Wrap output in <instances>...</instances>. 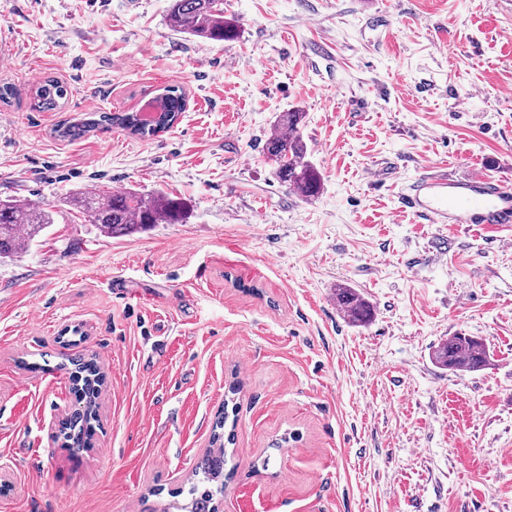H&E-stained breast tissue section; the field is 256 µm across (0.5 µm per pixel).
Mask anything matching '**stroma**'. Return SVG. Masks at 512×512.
Here are the masks:
<instances>
[{
    "mask_svg": "<svg viewBox=\"0 0 512 512\" xmlns=\"http://www.w3.org/2000/svg\"><path fill=\"white\" fill-rule=\"evenodd\" d=\"M168 6L0 0V199L55 219L0 260V512H163L232 384L219 512H512V247L401 203L424 173L512 182V0H224V42L173 31ZM46 78L68 97L42 112ZM166 86L188 105L160 136L54 134ZM288 111L311 198L263 152ZM94 187L187 221L104 235L71 205ZM460 332L486 367L435 362ZM74 348L106 376L77 453ZM338 302L353 322L364 323L371 316L369 303L353 288H339L336 293Z\"/></svg>",
    "mask_w": 512,
    "mask_h": 512,
    "instance_id": "stroma-1",
    "label": "stroma"
}]
</instances>
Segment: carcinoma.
<instances>
[{"label":"carcinoma","mask_w":512,"mask_h":512,"mask_svg":"<svg viewBox=\"0 0 512 512\" xmlns=\"http://www.w3.org/2000/svg\"><path fill=\"white\" fill-rule=\"evenodd\" d=\"M169 26L180 33L216 42L232 41L237 29L224 19V6L215 0H171L168 10ZM163 101L152 125H141L134 112H93L80 122L60 124L54 133L67 140H78L91 132L121 128L141 138L157 137L172 129L186 109V95L174 86L162 88ZM67 90L54 79H45L34 91L35 106L43 111L60 108ZM304 115L286 112L278 122L283 134L270 136L265 143L267 157L276 165L275 174L280 182L303 197L317 195L321 190V177L308 159V148L300 133ZM80 212L91 218L105 234L118 237L153 224H181L185 212L181 203L162 194L114 192L101 194L92 189L72 200ZM54 223L53 214L43 208L19 200L0 201V258L23 252L41 233ZM338 302L352 321L366 322L371 316L369 303L352 288H340ZM490 357L483 340L464 333L448 337L437 347L436 361L454 372H474L486 366ZM73 366L69 381L80 407L64 423V438L72 440L75 449L82 450L85 437L97 422V398L103 375L95 359L79 355L68 359ZM233 437H224V416L217 417L213 426L210 449L195 465L196 481L187 490L189 502H175L176 512H219L215 496L224 494V443Z\"/></svg>","instance_id":"carcinoma-1"}]
</instances>
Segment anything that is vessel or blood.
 <instances>
[{"label":"vessel or blood","instance_id":"b4317fda","mask_svg":"<svg viewBox=\"0 0 512 512\" xmlns=\"http://www.w3.org/2000/svg\"><path fill=\"white\" fill-rule=\"evenodd\" d=\"M404 206L432 224L512 226V185L491 177L429 173L404 195Z\"/></svg>","mask_w":512,"mask_h":512}]
</instances>
